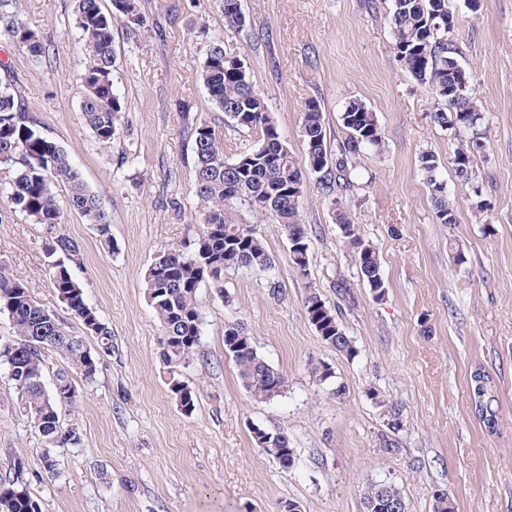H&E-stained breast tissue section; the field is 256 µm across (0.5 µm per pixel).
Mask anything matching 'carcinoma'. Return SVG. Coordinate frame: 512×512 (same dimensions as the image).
<instances>
[{
  "instance_id": "obj_1",
  "label": "carcinoma",
  "mask_w": 512,
  "mask_h": 512,
  "mask_svg": "<svg viewBox=\"0 0 512 512\" xmlns=\"http://www.w3.org/2000/svg\"><path fill=\"white\" fill-rule=\"evenodd\" d=\"M224 24L244 28L242 10L234 0H221ZM76 0V23L81 30L87 55L80 75L85 89L81 111L95 142L112 146L117 119L123 111L112 81V16L119 12L135 25L143 22L136 0ZM9 0H0V35L24 50L36 64L48 57V49L13 12ZM389 22L396 58L415 81L428 87L437 101L433 121L454 132L460 143L454 156V170L462 180L472 179L470 154L477 141L484 140L483 113L467 93L466 73L459 65L458 50L450 38L452 19L448 0H392ZM200 76L209 100L240 128L260 134L257 143L236 159L226 160L224 139L205 120L194 130L195 181L199 196L210 203L201 228L188 253L168 252L155 257L145 272V296L163 335L172 337L160 357L166 368L167 385L178 405L191 412L195 393L181 380L201 342L202 318L196 302L201 285L207 283L222 292L224 272L246 269L266 275L273 259L248 224L230 212L238 204L258 216H272L283 226L288 238H297L292 250L294 264L304 275L309 265L304 229L298 223L306 172L279 140L271 112L253 84L245 65L234 52L218 41L210 46ZM348 135L337 146L334 163H328L327 136L321 104L310 100L302 112V137L309 171L318 175V189L331 196L335 189L354 186V171L361 153L380 151L381 138L376 113L360 101L345 106L341 115ZM0 164L15 168L5 194L9 208L19 211L47 231L45 251L52 262L51 283L59 301L78 319L84 335L69 333L58 317L40 305L21 277L0 260V314L11 321L14 336L0 340V366L6 369L20 402V412L42 438L57 445L80 443L78 427L60 425L59 406L74 405L77 387L74 376L91 384L98 373V357L91 353L86 337L97 340L99 351H112V335L96 310L86 302L85 289L72 277L70 265L82 261L80 246L72 238L55 232L65 223V211H74L93 225L101 244L112 247V217L100 197L88 189L67 152L43 136L34 120L21 111L14 94L0 89ZM419 171L431 192L435 217L440 224H454L457 215L448 201L437 155L419 157ZM67 189L65 200L55 188ZM336 223L352 253L359 275L377 296L385 293V282L376 252L366 244L339 209ZM306 312L320 339L337 353L353 359L358 348L342 323L319 295L306 300ZM224 349L234 360L243 388L259 400H272L285 391L286 379L254 347L250 336L237 322L224 324ZM58 355L66 366L56 370L52 387L45 384L51 356ZM475 410L484 426L491 429L498 419L497 396L486 374L471 375ZM0 512H41L24 479V466L13 476L0 480Z\"/></svg>"
}]
</instances>
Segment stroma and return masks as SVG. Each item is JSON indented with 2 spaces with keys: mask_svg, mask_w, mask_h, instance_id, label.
I'll list each match as a JSON object with an SVG mask.
<instances>
[{
  "mask_svg": "<svg viewBox=\"0 0 512 512\" xmlns=\"http://www.w3.org/2000/svg\"><path fill=\"white\" fill-rule=\"evenodd\" d=\"M137 3L142 25L112 20L123 112L107 149L80 110L74 0H13L48 62L33 63L0 37V89L10 88L68 152L110 213L113 240L112 251L102 250L94 227L73 211L57 227L79 243L83 263L71 273L112 333L95 383L60 410L81 442L53 448L59 466L45 472V444L0 370V476L24 462L41 512H280L288 501L302 512H363L362 493L376 482L394 485L407 512H433L440 490L457 512H512V0H481L476 9L448 0L467 91L486 117V147L472 156L469 181L453 169L457 140L432 120L433 95L395 56L391 0H240L241 31L225 27L217 0ZM219 41L247 67L300 167L308 165L301 121L311 99L321 103L328 149L347 134L346 103L359 100L377 116L382 150L360 155L361 177L340 205L308 178L299 213L307 274L298 273L276 219L238 210L273 257L280 289L270 295L271 279L242 270L225 272L223 292L200 287L201 343L183 372L196 396L187 415L166 384L144 275L158 254L193 242L208 207L194 179L196 122L215 126L230 160L258 140L207 98L201 65ZM425 152L442 163L456 223L436 221L419 171ZM340 206L378 253L383 297L358 275L336 225ZM44 246L42 225L0 207V259L69 332L82 334L51 286ZM313 292L339 317L356 358L320 340L305 307ZM228 321L285 377L281 396L260 401L240 385L224 349ZM318 367L330 369L328 382L318 381ZM478 369L498 395L492 431L472 409ZM383 399L402 406L399 430L388 429ZM257 428L287 436L291 468L257 446Z\"/></svg>",
  "mask_w": 512,
  "mask_h": 512,
  "instance_id": "obj_1",
  "label": "stroma"
}]
</instances>
